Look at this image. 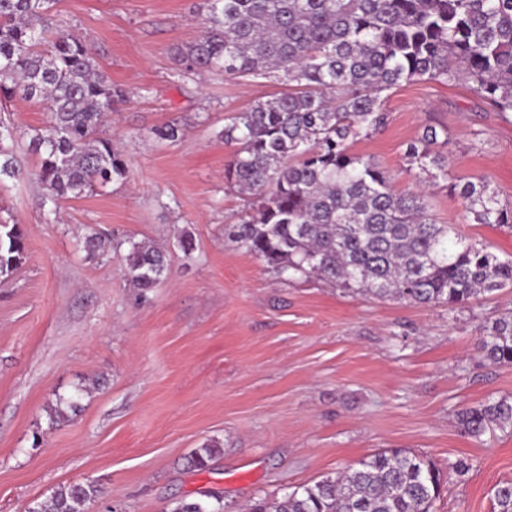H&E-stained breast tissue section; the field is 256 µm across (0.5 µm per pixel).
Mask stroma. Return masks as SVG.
I'll list each match as a JSON object with an SVG mask.
<instances>
[{
    "label": "stroma",
    "mask_w": 512,
    "mask_h": 512,
    "mask_svg": "<svg viewBox=\"0 0 512 512\" xmlns=\"http://www.w3.org/2000/svg\"><path fill=\"white\" fill-rule=\"evenodd\" d=\"M205 0H56L55 24L92 49L128 91L104 130L129 169L94 194L46 201L39 183L0 180V219L24 224L27 255L0 281V512H26L56 488L93 481L91 512H169L203 489L224 512L335 476L379 450L405 448L468 471L443 487L435 512H493L512 481V431L461 433L456 414L512 398V365L489 363L480 328L512 310V289L448 309L378 300L314 278L286 282L224 233L242 206L224 182L234 153L225 116L283 91L278 80L183 74L177 48L200 33ZM388 121L352 143L415 189L405 151L426 127L449 178L486 179L512 208V113L464 84L404 83L384 94ZM181 126L175 142L151 130ZM431 212L467 241L512 257V227L474 224L447 180ZM190 233L186 259L176 244ZM151 241L169 272L140 293L120 254L89 257L90 234ZM88 386L81 409L50 425L59 397ZM208 468L186 459L207 443Z\"/></svg>",
    "instance_id": "35a3bbf8"
}]
</instances>
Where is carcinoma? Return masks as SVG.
Segmentation results:
<instances>
[{
	"mask_svg": "<svg viewBox=\"0 0 512 512\" xmlns=\"http://www.w3.org/2000/svg\"><path fill=\"white\" fill-rule=\"evenodd\" d=\"M198 38L178 49L181 70L229 77L285 79L288 89L234 112L220 132L236 145L224 179L254 197L228 236L283 280L310 275L377 299L454 307L512 288V258L463 244L439 224L426 192H397L371 157L351 152L379 131L388 114L381 93L404 82L464 81L495 111L512 112V0H207ZM54 0H0V95L46 106L49 124L27 134V151L46 199L87 196L128 178L122 155L103 132L127 93L98 69L83 41L67 32L45 43ZM176 141L181 128L152 129ZM16 129L0 119V180L23 175ZM437 130L409 144V170L448 182L477 224H511L484 179L452 182L433 153ZM22 224L0 223V277L26 252ZM124 275L148 291L168 274L167 251L131 242ZM480 350L512 365V311L482 327ZM82 387L48 413L59 423L80 410ZM480 437L512 430V399L491 398L457 415ZM221 448L195 449L203 469ZM447 475L409 450H382L334 477L259 499L249 512H433ZM102 490L94 481L63 486L28 512H89ZM494 512H512V481L493 489ZM170 512H224V497L204 490L174 501Z\"/></svg>",
	"mask_w": 512,
	"mask_h": 512,
	"instance_id": "cac0c4a2",
	"label": "carcinoma"
}]
</instances>
